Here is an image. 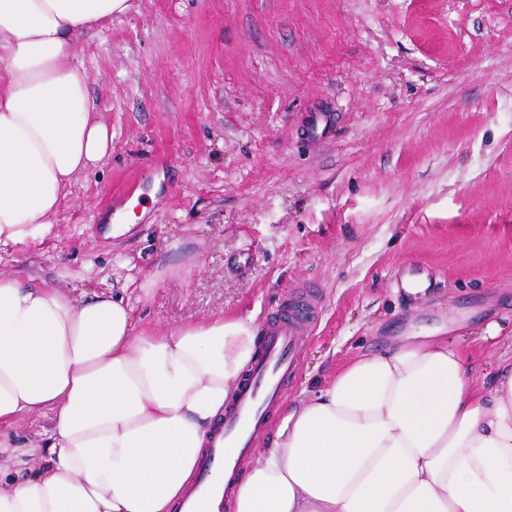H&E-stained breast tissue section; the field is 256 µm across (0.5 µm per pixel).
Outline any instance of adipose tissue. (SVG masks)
I'll return each instance as SVG.
<instances>
[{"mask_svg": "<svg viewBox=\"0 0 512 512\" xmlns=\"http://www.w3.org/2000/svg\"><path fill=\"white\" fill-rule=\"evenodd\" d=\"M125 0H0V246L43 239L112 136L71 64ZM258 347L253 317L154 335L123 299L0 276V424L50 414V459L0 512H173ZM234 512H512V361L491 390L433 339L362 354L288 415Z\"/></svg>", "mask_w": 512, "mask_h": 512, "instance_id": "1", "label": "adipose tissue"}]
</instances>
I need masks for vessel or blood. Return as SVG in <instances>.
<instances>
[{
    "mask_svg": "<svg viewBox=\"0 0 512 512\" xmlns=\"http://www.w3.org/2000/svg\"><path fill=\"white\" fill-rule=\"evenodd\" d=\"M306 307V297L294 295L270 318L264 346L239 393L225 410L211 451L200 464L194 487L180 502L177 512H215L217 504L223 503L224 475L238 464L232 449L251 447L271 403L295 371Z\"/></svg>",
    "mask_w": 512,
    "mask_h": 512,
    "instance_id": "obj_1",
    "label": "vessel or blood"
}]
</instances>
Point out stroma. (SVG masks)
Masks as SVG:
<instances>
[{"label": "stroma", "instance_id": "1", "mask_svg": "<svg viewBox=\"0 0 512 512\" xmlns=\"http://www.w3.org/2000/svg\"><path fill=\"white\" fill-rule=\"evenodd\" d=\"M127 3L72 47L112 149L44 240L0 247V276L121 295L156 334L223 314L261 329L314 295L261 448L349 360L406 336L491 383L512 358V0ZM315 112L332 139H308ZM113 213L134 222L118 237ZM49 429L19 418L24 454L0 471L43 468Z\"/></svg>", "mask_w": 512, "mask_h": 512}]
</instances>
